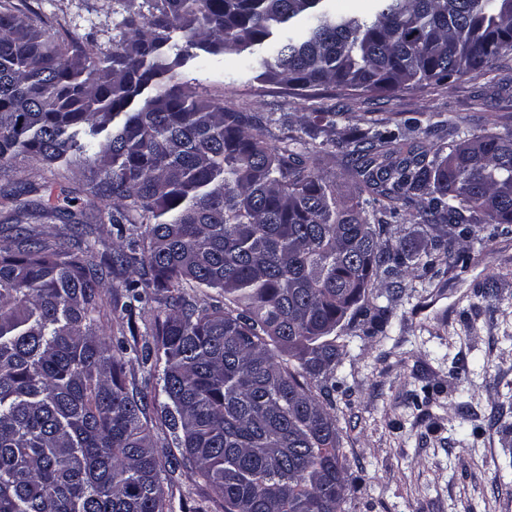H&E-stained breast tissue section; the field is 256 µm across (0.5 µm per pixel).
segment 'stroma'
<instances>
[{
	"mask_svg": "<svg viewBox=\"0 0 512 512\" xmlns=\"http://www.w3.org/2000/svg\"><path fill=\"white\" fill-rule=\"evenodd\" d=\"M29 21L59 19L70 36L88 42L111 25L118 0H13ZM256 59L203 55L183 74L205 96L268 117L270 136L301 135L315 112L335 125L315 148L317 173L353 191L351 160L338 140L372 123L390 129L418 125L425 148L450 137L512 130V56L485 75L382 96L333 86L302 97L263 83ZM50 187L78 184L76 168L20 158L0 168V190L28 178ZM401 203L379 198L374 216L390 224L393 243L423 252L432 235L407 223ZM463 247L467 263L419 270L389 300L384 284L367 303L390 310L384 331L360 319L336 330L343 348L333 394L338 454L344 469L341 512H512V224L473 227ZM169 512H224L220 498L191 469H178L166 487Z\"/></svg>",
	"mask_w": 512,
	"mask_h": 512,
	"instance_id": "stroma-1",
	"label": "stroma"
}]
</instances>
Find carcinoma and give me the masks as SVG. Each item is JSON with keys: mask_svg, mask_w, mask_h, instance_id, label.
I'll list each match as a JSON object with an SVG mask.
<instances>
[{"mask_svg": "<svg viewBox=\"0 0 512 512\" xmlns=\"http://www.w3.org/2000/svg\"><path fill=\"white\" fill-rule=\"evenodd\" d=\"M117 36L90 46L0 4V166L33 155L81 169L99 218L143 224L107 254L84 210L4 194L0 224V512H165V466L148 395L124 381L150 364L161 421L224 512H340L343 467L331 414L336 327L372 279L466 261L448 235L423 257L383 238L366 207L385 196L408 220L512 224V131L422 149L371 129L344 142L358 199L309 168V141L263 138L266 119L200 95L181 68L199 52L248 53L258 79L300 95L334 85L384 93L483 74L512 55V0H144ZM70 226L49 240L40 224ZM114 305L151 325L127 344L104 329Z\"/></svg>", "mask_w": 512, "mask_h": 512, "instance_id": "cac0c4a2", "label": "carcinoma"}]
</instances>
